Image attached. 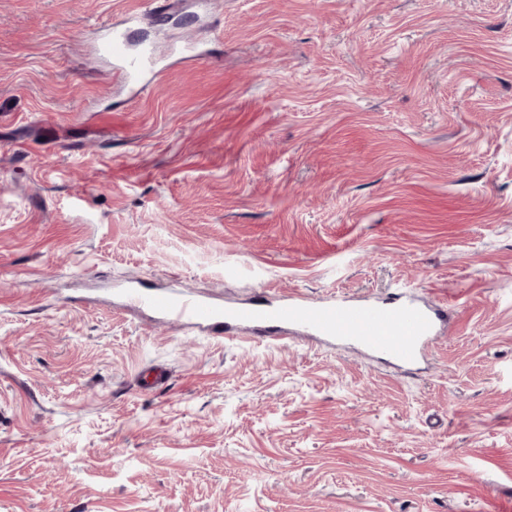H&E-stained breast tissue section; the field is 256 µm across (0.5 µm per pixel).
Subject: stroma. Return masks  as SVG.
<instances>
[{
  "mask_svg": "<svg viewBox=\"0 0 512 512\" xmlns=\"http://www.w3.org/2000/svg\"><path fill=\"white\" fill-rule=\"evenodd\" d=\"M142 7L0 0V512H512V0ZM133 280L448 324L407 375ZM94 52L100 57L113 59L116 65L125 73H132L140 69L142 61L151 58L152 50L149 48L141 53V60L127 56L124 40L112 31V27L105 26L101 30Z\"/></svg>",
  "mask_w": 512,
  "mask_h": 512,
  "instance_id": "1",
  "label": "stroma"
}]
</instances>
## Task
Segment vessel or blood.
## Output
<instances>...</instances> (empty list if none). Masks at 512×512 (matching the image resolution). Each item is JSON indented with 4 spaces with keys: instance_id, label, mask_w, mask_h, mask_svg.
<instances>
[{
    "instance_id": "1",
    "label": "vessel or blood",
    "mask_w": 512,
    "mask_h": 512,
    "mask_svg": "<svg viewBox=\"0 0 512 512\" xmlns=\"http://www.w3.org/2000/svg\"><path fill=\"white\" fill-rule=\"evenodd\" d=\"M94 52L114 60L127 73L139 70L151 57L147 51L138 58L128 57L123 39L108 26L103 28ZM123 295L129 304L211 336L230 337L242 328L267 341L280 339L292 328L310 336L356 344L370 354L404 366L409 373L447 317L445 307L420 305L397 293L382 300L343 299L326 306L310 305L294 296L272 300L260 295L234 307L191 294L146 293L137 288L125 289Z\"/></svg>"
}]
</instances>
